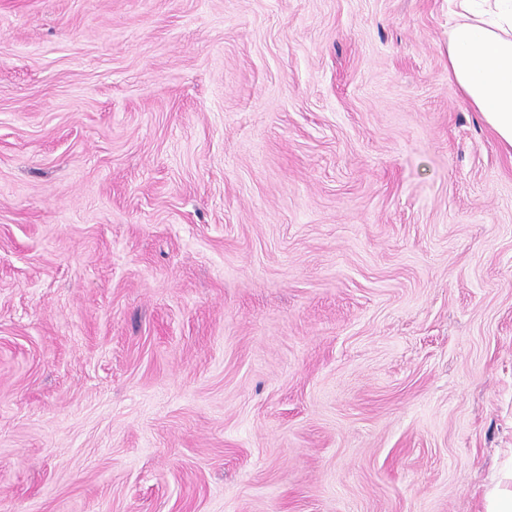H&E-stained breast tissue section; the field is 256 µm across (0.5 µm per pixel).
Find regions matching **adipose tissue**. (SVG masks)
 <instances>
[{
	"mask_svg": "<svg viewBox=\"0 0 512 512\" xmlns=\"http://www.w3.org/2000/svg\"><path fill=\"white\" fill-rule=\"evenodd\" d=\"M448 79L512 151V0H453Z\"/></svg>",
	"mask_w": 512,
	"mask_h": 512,
	"instance_id": "adipose-tissue-1",
	"label": "adipose tissue"
}]
</instances>
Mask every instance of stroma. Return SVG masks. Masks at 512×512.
I'll return each mask as SVG.
<instances>
[{
    "label": "stroma",
    "instance_id": "35a3bbf8",
    "mask_svg": "<svg viewBox=\"0 0 512 512\" xmlns=\"http://www.w3.org/2000/svg\"><path fill=\"white\" fill-rule=\"evenodd\" d=\"M510 466L448 0H0V512H483Z\"/></svg>",
    "mask_w": 512,
    "mask_h": 512
}]
</instances>
